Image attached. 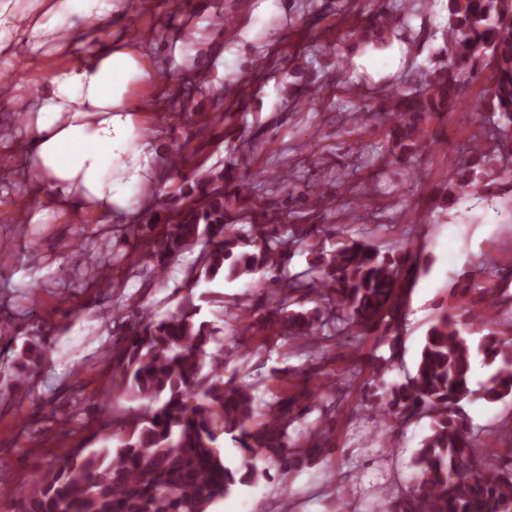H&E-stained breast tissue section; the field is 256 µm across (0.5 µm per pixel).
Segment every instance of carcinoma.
<instances>
[{
    "label": "carcinoma",
    "instance_id": "cac0c4a2",
    "mask_svg": "<svg viewBox=\"0 0 512 512\" xmlns=\"http://www.w3.org/2000/svg\"><path fill=\"white\" fill-rule=\"evenodd\" d=\"M388 4L385 17L355 32L365 42L402 26ZM448 63L418 74L414 92L387 94L381 112L391 113L393 147L415 152L436 142L426 135L424 121L459 103L475 70L488 69L487 97L473 104L476 112L498 116L497 141L512 138V0H448ZM463 164L473 169L502 161L483 150L481 141L463 147ZM232 171L195 185L181 186L184 205L175 214L153 212L145 225L130 227L127 238L144 241L142 253L160 274L171 262L202 246L191 266V279L211 282L264 272L269 311L239 328L247 346L256 328H269L286 342L311 346L336 336L371 377L393 368L399 330L417 257L382 253L374 245L352 239L332 251L319 238L307 243L316 253L311 266L290 274L284 266L288 238L280 224H258L247 210L250 229L227 222L224 181ZM165 228L152 233L154 225ZM496 292L482 289V308L471 320L489 328L477 345L461 336L458 321L443 312L431 326L414 373L401 383L370 394L384 413L404 422L432 419L431 433L417 451L410 485L392 501L388 512H512V460L489 457L472 447L463 402L471 400L475 358L501 366L490 378L483 398L497 402L512 397V338L496 330L500 324ZM319 304L304 310L310 298ZM118 335L122 347L112 353L109 397L147 401L146 411L131 421L102 418L100 429L112 437L123 422L117 447L75 448L63 459L39 469L18 491L13 512H210L239 485L288 475L331 452L328 435L335 405L325 407L316 422H302L315 408L305 390L260 403L254 385L224 380V355L209 352L214 330L187 296L176 312L157 319L122 314ZM381 331L390 344L384 359L361 351L363 337ZM229 435L245 457L236 470L225 465L224 436ZM261 459L265 466L253 463Z\"/></svg>",
    "mask_w": 512,
    "mask_h": 512
}]
</instances>
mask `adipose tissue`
<instances>
[{"label": "adipose tissue", "instance_id": "ef3b65f1", "mask_svg": "<svg viewBox=\"0 0 512 512\" xmlns=\"http://www.w3.org/2000/svg\"><path fill=\"white\" fill-rule=\"evenodd\" d=\"M0 0V53L18 46L36 51L54 45L69 54L42 74L43 91L23 110L20 140L27 179L37 188L31 220L48 203L100 217L127 212L132 197L150 185L157 153L147 136L146 113L137 92L155 71L133 43L113 42L109 29L117 0ZM87 34L98 29L101 47L71 57L61 26Z\"/></svg>", "mask_w": 512, "mask_h": 512}]
</instances>
